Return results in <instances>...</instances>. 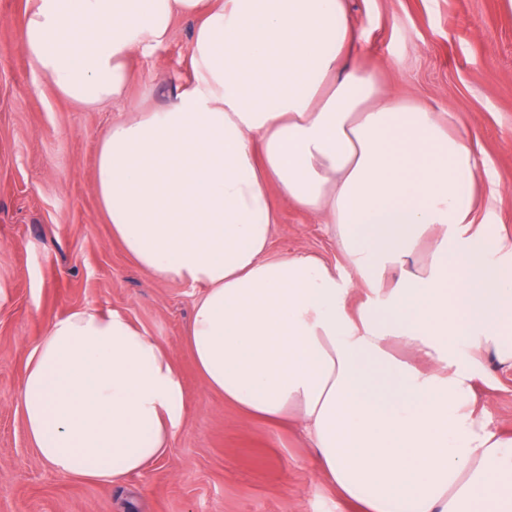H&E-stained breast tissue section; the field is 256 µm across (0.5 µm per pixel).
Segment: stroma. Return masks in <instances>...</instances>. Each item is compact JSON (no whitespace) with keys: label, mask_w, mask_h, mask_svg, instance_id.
Listing matches in <instances>:
<instances>
[{"label":"stroma","mask_w":512,"mask_h":512,"mask_svg":"<svg viewBox=\"0 0 512 512\" xmlns=\"http://www.w3.org/2000/svg\"><path fill=\"white\" fill-rule=\"evenodd\" d=\"M367 35L358 59L398 98L476 131L478 219L512 239V0H345ZM28 0H0V512H354L316 474L299 427L246 417L209 391L186 342L196 289L155 280L113 239L94 180L99 137L144 89L162 103L187 73L193 23L135 58L126 103L65 101L21 49ZM270 257L310 253L345 274L328 225L283 198ZM118 309L176 363L190 407L165 458L103 484L56 473L19 406L29 355L73 310ZM478 413L512 434V369L486 362Z\"/></svg>","instance_id":"obj_1"}]
</instances>
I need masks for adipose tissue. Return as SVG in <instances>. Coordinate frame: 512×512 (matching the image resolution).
Masks as SVG:
<instances>
[{
    "label": "adipose tissue",
    "mask_w": 512,
    "mask_h": 512,
    "mask_svg": "<svg viewBox=\"0 0 512 512\" xmlns=\"http://www.w3.org/2000/svg\"><path fill=\"white\" fill-rule=\"evenodd\" d=\"M21 46L69 101L122 100L135 55L194 19L189 75L99 139L112 234L160 281L200 289L187 342L246 416L296 418L316 472L364 512H512V437L474 408L484 360L512 368V241L476 221L470 130L390 97L354 62L345 0H30ZM330 225L347 277L270 258V194ZM381 297L350 307L352 288ZM20 406L55 471L118 483L188 416L158 341L119 311L54 320Z\"/></svg>",
    "instance_id": "obj_1"
}]
</instances>
